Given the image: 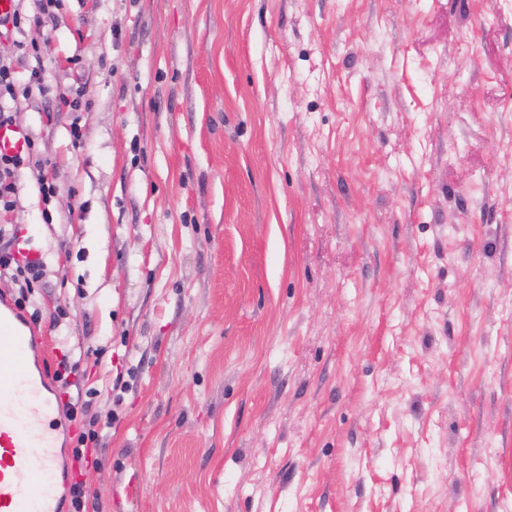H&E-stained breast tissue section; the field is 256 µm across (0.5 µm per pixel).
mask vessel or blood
Listing matches in <instances>:
<instances>
[{
    "label": "vessel or blood",
    "mask_w": 512,
    "mask_h": 512,
    "mask_svg": "<svg viewBox=\"0 0 512 512\" xmlns=\"http://www.w3.org/2000/svg\"><path fill=\"white\" fill-rule=\"evenodd\" d=\"M40 341L0 311V512H60L57 409Z\"/></svg>",
    "instance_id": "1"
}]
</instances>
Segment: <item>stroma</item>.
Segmentation results:
<instances>
[{
	"label": "stroma",
	"instance_id": "obj_1",
	"mask_svg": "<svg viewBox=\"0 0 512 512\" xmlns=\"http://www.w3.org/2000/svg\"><path fill=\"white\" fill-rule=\"evenodd\" d=\"M56 14L0 220L112 421L86 512H512V0ZM24 144V145H23ZM23 146V147H22ZM15 154L3 152L5 149ZM0 212H9L14 203L18 191L17 173L25 165L39 169V191L44 202H49L54 196L56 185L41 170L46 160L41 156L37 141L28 133L21 135L13 129L0 128Z\"/></svg>",
	"mask_w": 512,
	"mask_h": 512
}]
</instances>
